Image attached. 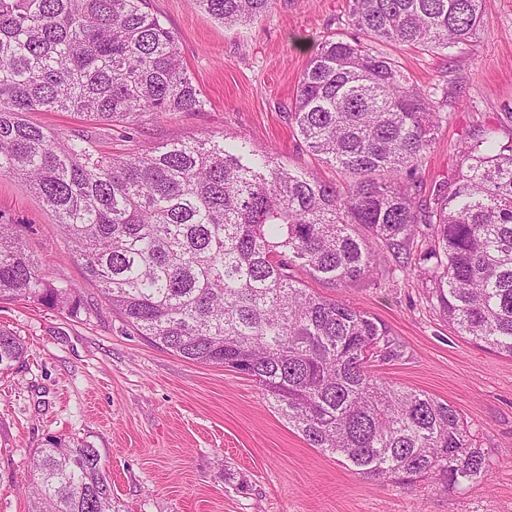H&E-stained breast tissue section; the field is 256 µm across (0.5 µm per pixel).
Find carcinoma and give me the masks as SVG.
Masks as SVG:
<instances>
[{
  "label": "carcinoma",
  "mask_w": 512,
  "mask_h": 512,
  "mask_svg": "<svg viewBox=\"0 0 512 512\" xmlns=\"http://www.w3.org/2000/svg\"><path fill=\"white\" fill-rule=\"evenodd\" d=\"M199 4L227 24L275 0ZM349 18L359 36L320 45L291 112L308 149L343 175L327 184L245 142L112 156L87 131L57 138L28 122V112L64 111L134 126L200 112L205 99L147 0H0V174L49 207L87 282L137 335L253 378L310 447L364 478L454 492L489 468L460 413L372 373L375 360L402 355L388 328L309 291L293 270L339 287L376 283L381 248L404 253L457 335L512 356V141L496 127L472 134L456 177L418 207L417 170L441 116L375 47L453 48L483 23L482 0H350ZM421 224L430 244L413 252ZM16 296L80 307L0 222V298ZM24 356L0 329V374ZM32 466L31 512H124L91 442L54 440Z\"/></svg>",
  "instance_id": "cac0c4a2"
}]
</instances>
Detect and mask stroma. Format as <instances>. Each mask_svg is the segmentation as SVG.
I'll use <instances>...</instances> for the list:
<instances>
[{"instance_id": "35a3bbf8", "label": "stroma", "mask_w": 512, "mask_h": 512, "mask_svg": "<svg viewBox=\"0 0 512 512\" xmlns=\"http://www.w3.org/2000/svg\"><path fill=\"white\" fill-rule=\"evenodd\" d=\"M348 4L277 0L253 22L225 25L197 0H149L179 39L203 111L162 112L132 129L74 112L27 118L63 136L92 132L112 155L162 142L244 140L273 148L286 168L338 182L336 170L305 148L290 111L321 42L353 34ZM482 10L481 27L452 50L385 47L415 84L434 89L443 115L418 170L424 202L455 177L460 141L488 125L512 138V0H482ZM0 221L16 225L46 279L81 299L75 313L27 297L0 300V327L27 350L23 367L0 375V512H29L35 453L72 438L97 448L124 512H512V358L456 336L422 279L399 268L375 284L335 288L296 272L307 288L388 326L402 356L375 365V375L460 412L489 470L455 493L428 480L403 486L362 478L310 447L250 377L138 336L88 284L42 200L9 175H0Z\"/></svg>"}]
</instances>
